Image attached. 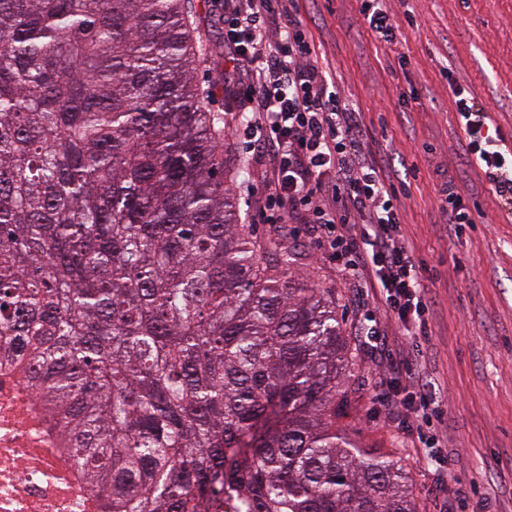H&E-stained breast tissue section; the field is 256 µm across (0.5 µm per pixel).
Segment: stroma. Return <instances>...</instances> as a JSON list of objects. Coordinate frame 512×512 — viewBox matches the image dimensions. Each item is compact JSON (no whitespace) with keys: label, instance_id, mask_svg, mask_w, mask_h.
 I'll use <instances>...</instances> for the list:
<instances>
[{"label":"stroma","instance_id":"35a3bbf8","mask_svg":"<svg viewBox=\"0 0 512 512\" xmlns=\"http://www.w3.org/2000/svg\"><path fill=\"white\" fill-rule=\"evenodd\" d=\"M221 0H189L198 63L194 82L222 122L237 103L214 79L224 69L213 44L223 38ZM399 23L395 46L363 26L358 0H302L300 17L316 60L361 114L363 156L404 181L402 232L431 278L425 336H402L375 294L346 283L303 224L286 233L253 224L263 253L295 252L292 278L328 289L351 356L343 424L360 446L396 460L412 480L418 512H512V222L498 209L463 140L452 87L473 90L512 149V0H383ZM413 24H406V16ZM452 175L479 213L453 233L439 209L442 173ZM378 318L389 354L408 356L440 412L426 436L439 440L442 468L421 448L403 447L386 400L387 381L361 334Z\"/></svg>","mask_w":512,"mask_h":512}]
</instances>
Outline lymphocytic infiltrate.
<instances>
[{"label":"lymphocytic infiltrate","instance_id":"lymphocytic-infiltrate-1","mask_svg":"<svg viewBox=\"0 0 512 512\" xmlns=\"http://www.w3.org/2000/svg\"><path fill=\"white\" fill-rule=\"evenodd\" d=\"M224 87L239 112L232 128L247 146L246 167L265 187L266 224H307L337 272L380 291L403 335L428 333L426 278L401 234L396 186L380 167L359 163V112L314 59L298 0H224ZM466 160L476 161L503 215L512 216V152L473 93L455 85ZM334 180H325L328 169ZM399 434L430 424L432 397L407 361L389 360Z\"/></svg>","mask_w":512,"mask_h":512}]
</instances>
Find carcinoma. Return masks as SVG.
Returning <instances> with one entry per match:
<instances>
[{
	"instance_id": "carcinoma-1",
	"label": "carcinoma",
	"mask_w": 512,
	"mask_h": 512,
	"mask_svg": "<svg viewBox=\"0 0 512 512\" xmlns=\"http://www.w3.org/2000/svg\"><path fill=\"white\" fill-rule=\"evenodd\" d=\"M185 0H0V336L106 512H417L326 291L263 261Z\"/></svg>"
}]
</instances>
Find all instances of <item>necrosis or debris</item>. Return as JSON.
<instances>
[{
    "label": "necrosis or debris",
    "instance_id": "necrosis-or-debris-1",
    "mask_svg": "<svg viewBox=\"0 0 512 512\" xmlns=\"http://www.w3.org/2000/svg\"><path fill=\"white\" fill-rule=\"evenodd\" d=\"M37 392L26 364L0 352V512H101Z\"/></svg>",
    "mask_w": 512,
    "mask_h": 512
}]
</instances>
